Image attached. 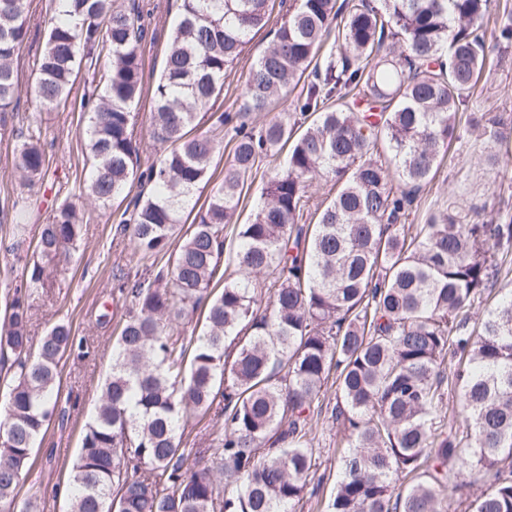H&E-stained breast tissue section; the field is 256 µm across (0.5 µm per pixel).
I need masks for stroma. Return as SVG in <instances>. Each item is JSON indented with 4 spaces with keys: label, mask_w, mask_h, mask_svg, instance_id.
<instances>
[{
    "label": "stroma",
    "mask_w": 512,
    "mask_h": 512,
    "mask_svg": "<svg viewBox=\"0 0 512 512\" xmlns=\"http://www.w3.org/2000/svg\"><path fill=\"white\" fill-rule=\"evenodd\" d=\"M271 39L267 29L254 36L235 74L224 84L222 111L238 109L244 75ZM484 115L512 121V45L499 46L480 74L473 96L459 112L461 137L418 194L408 223L422 224L429 214L448 212L465 222L477 214L490 218L504 204L512 205V155L503 156L500 166L487 164V155L497 151L499 144L484 126L471 123L472 118ZM85 125L75 102L49 110L26 94L8 120L5 133L0 134V203L22 194L34 207V217L27 226V247H35L45 218L61 202H76L84 211L82 236L72 260L60 262L51 270L47 287L29 299L33 337L43 336L51 325L64 321L84 343L83 355L65 356L61 363L58 412L38 439L34 464L20 484V498H38L41 512H65L67 508L68 474L101 386L112 370L117 324L131 304L130 296L121 293L119 286L128 275L149 265L148 260L135 254L130 235L121 233L117 226L116 218L124 210V203L115 199L102 207L81 194ZM18 128L40 135L53 174L42 185L28 187L11 169L17 143L14 131ZM337 430V425L325 416L309 423L307 438L317 469L309 477L310 491L296 512H326L338 480Z\"/></svg>",
    "instance_id": "35a3bbf8"
}]
</instances>
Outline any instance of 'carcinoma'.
<instances>
[{
  "label": "carcinoma",
  "instance_id": "carcinoma-1",
  "mask_svg": "<svg viewBox=\"0 0 512 512\" xmlns=\"http://www.w3.org/2000/svg\"><path fill=\"white\" fill-rule=\"evenodd\" d=\"M289 0L273 38L245 75L238 111L217 103L224 82L271 0H180L163 68L151 90L152 137L171 150L140 171L133 112L144 94L149 33L140 0H54L35 60L34 92L57 107L82 69L107 65L80 97L87 114V196L106 207L137 182L118 227L153 259L130 289L112 371L83 431L68 475V512H294L316 466L306 426L336 386L340 477L327 512H448V467L478 476L485 491L464 512H512V299L467 330L475 298L494 287L512 256V214L463 223L431 214L404 224L416 194L456 135V113L489 56L490 0ZM30 35L27 0H0V125L22 95L17 59ZM336 51L323 52L329 36ZM301 88L296 109L312 122L276 118L256 128ZM210 114L201 133L194 122ZM234 131L224 175L188 227L182 214L210 183ZM288 148L245 224L236 213L249 176ZM13 168L29 186L49 164L40 140L19 139ZM326 178L322 196L309 188ZM14 252L31 220L28 198L11 204ZM72 201L49 215L24 263L0 327V366L10 374L0 427V503L17 501L38 436L56 410L63 358L82 349L57 323L33 343L29 289L81 238ZM229 260L239 276H215ZM264 278L266 292L253 280ZM203 311L200 334L178 326ZM465 427L441 420L448 355ZM210 418V447L183 446L191 417ZM197 462L188 465L189 456ZM236 484L228 495L218 480Z\"/></svg>",
  "mask_w": 512,
  "mask_h": 512
}]
</instances>
